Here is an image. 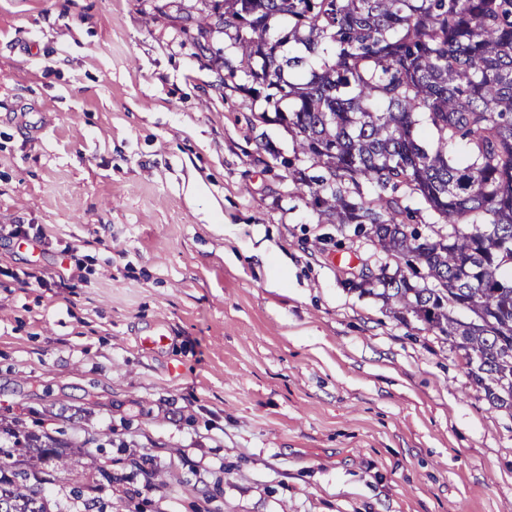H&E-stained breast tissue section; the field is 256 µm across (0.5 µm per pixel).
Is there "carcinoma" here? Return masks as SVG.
<instances>
[{
    "label": "carcinoma",
    "mask_w": 512,
    "mask_h": 512,
    "mask_svg": "<svg viewBox=\"0 0 512 512\" xmlns=\"http://www.w3.org/2000/svg\"><path fill=\"white\" fill-rule=\"evenodd\" d=\"M169 6L195 57L220 72L218 87L263 99L295 153L326 170L292 169L296 193L324 222L397 259L393 272L355 289L455 342L475 361L469 375L488 402L512 409V394L496 385L498 374L512 375V0ZM418 223L431 234L416 245ZM412 262L426 271L419 284L406 275ZM0 434V512H62L43 488L48 465L91 479L98 494L82 482L69 490L78 512H112L103 488L119 477L92 454L60 451L18 421Z\"/></svg>",
    "instance_id": "1"
}]
</instances>
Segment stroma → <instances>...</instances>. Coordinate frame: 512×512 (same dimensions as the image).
<instances>
[{
    "label": "stroma",
    "mask_w": 512,
    "mask_h": 512,
    "mask_svg": "<svg viewBox=\"0 0 512 512\" xmlns=\"http://www.w3.org/2000/svg\"><path fill=\"white\" fill-rule=\"evenodd\" d=\"M164 2L0 0V416L98 451L112 512H512V412L348 288L385 253Z\"/></svg>",
    "instance_id": "35a3bbf8"
}]
</instances>
